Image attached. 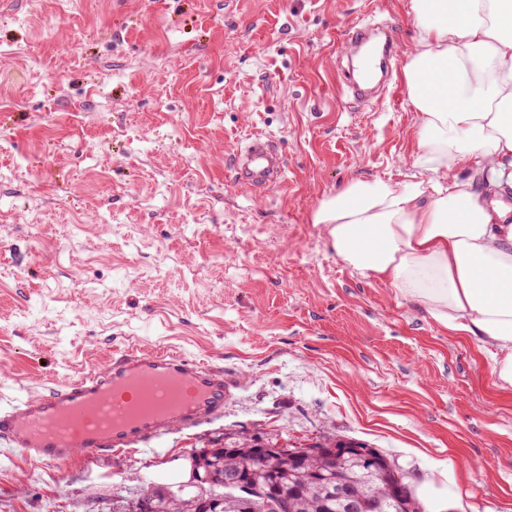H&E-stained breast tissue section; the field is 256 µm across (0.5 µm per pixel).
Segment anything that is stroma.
I'll return each instance as SVG.
<instances>
[{"label":"stroma","instance_id":"obj_1","mask_svg":"<svg viewBox=\"0 0 512 512\" xmlns=\"http://www.w3.org/2000/svg\"><path fill=\"white\" fill-rule=\"evenodd\" d=\"M406 2L0 0V396L132 346L239 382L155 453L0 454V512H112L242 432L355 438L412 479L453 469L459 512H512V396L488 361L312 221L351 178L415 172L406 88L355 101L334 39L370 17L406 60ZM260 135L284 181L244 190L235 156Z\"/></svg>","mask_w":512,"mask_h":512}]
</instances>
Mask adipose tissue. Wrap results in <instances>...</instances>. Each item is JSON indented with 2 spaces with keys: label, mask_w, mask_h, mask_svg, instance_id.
Segmentation results:
<instances>
[{
  "label": "adipose tissue",
  "mask_w": 512,
  "mask_h": 512,
  "mask_svg": "<svg viewBox=\"0 0 512 512\" xmlns=\"http://www.w3.org/2000/svg\"><path fill=\"white\" fill-rule=\"evenodd\" d=\"M410 0L403 72L419 114L408 180L350 179L313 221L337 257L490 361L512 393V0Z\"/></svg>",
  "instance_id": "ef3b65f1"
}]
</instances>
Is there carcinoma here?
<instances>
[{
  "instance_id": "cac0c4a2",
  "label": "carcinoma",
  "mask_w": 512,
  "mask_h": 512,
  "mask_svg": "<svg viewBox=\"0 0 512 512\" xmlns=\"http://www.w3.org/2000/svg\"><path fill=\"white\" fill-rule=\"evenodd\" d=\"M250 436L246 433L231 437L222 448H207L195 457L196 464L202 469H211V480L207 491L201 497L170 498L169 495L154 490L143 492V498L152 506L151 512H253L255 503L261 501L260 495L271 490L280 499L293 498V512H336V503L327 500L317 489V474L323 465L318 459L301 466L286 457L251 455ZM252 456L250 462V483L258 492L254 497L244 498L233 490L224 487V468L234 467L238 459ZM384 470H360L359 487L369 493L375 492L384 497L389 495L382 475Z\"/></svg>"
}]
</instances>
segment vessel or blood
I'll return each mask as SVG.
<instances>
[{"mask_svg": "<svg viewBox=\"0 0 512 512\" xmlns=\"http://www.w3.org/2000/svg\"><path fill=\"white\" fill-rule=\"evenodd\" d=\"M392 44V33H385L380 54L360 59L363 78L380 64L387 74L396 72ZM283 174L278 154L260 138L234 165L235 179L245 188L276 184ZM234 386L223 368L176 352L131 348L47 392L0 401V449L43 464L78 454L151 450L165 435L223 417Z\"/></svg>", "mask_w": 512, "mask_h": 512, "instance_id": "obj_1", "label": "vessel or blood"}]
</instances>
